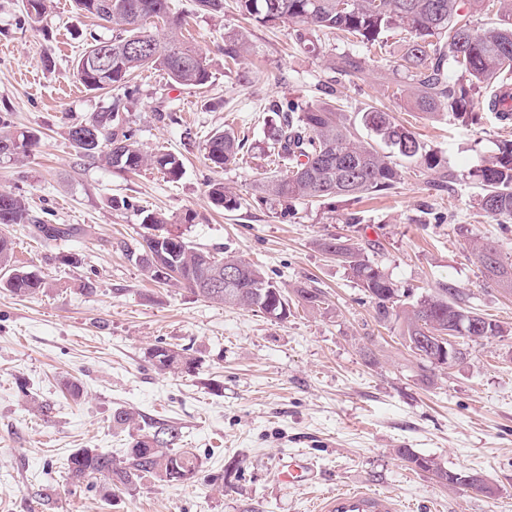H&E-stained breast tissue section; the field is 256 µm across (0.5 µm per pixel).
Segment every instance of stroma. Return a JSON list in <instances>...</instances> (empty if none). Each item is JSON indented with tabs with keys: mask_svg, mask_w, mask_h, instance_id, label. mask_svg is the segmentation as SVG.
<instances>
[{
	"mask_svg": "<svg viewBox=\"0 0 512 512\" xmlns=\"http://www.w3.org/2000/svg\"><path fill=\"white\" fill-rule=\"evenodd\" d=\"M170 4L212 59V81L177 86L162 71L144 70L129 119L145 151L181 159L184 175L174 183L152 168L131 174L79 157L67 139L71 125L112 102L111 92L86 91L71 70L91 36L111 37V29L73 0H53L39 23L28 21L23 0H0V117L41 135L28 156L0 158V190L23 198L46 223L88 230L46 242L22 225L0 224L16 265L49 283L29 298L0 288V512H46L35 491L48 474L58 483L53 512H313L323 492L360 485L391 492L404 512H512V290L486 279L472 252L487 245L511 263L512 223L478 209L471 176L512 140V123L488 112L484 91L473 96L479 119L467 128L448 112L432 119L412 110L392 70L399 33L358 79L328 68L333 56H368L339 33H318L308 53L294 46L291 24L248 23L235 0H224L216 16L195 0ZM235 30L247 33L250 52L228 69L221 49ZM329 84L351 122L376 106L439 151L443 188H432L435 172L406 163L395 189L359 202L298 200L286 220L255 202L267 170L259 147L270 105L321 103ZM227 126L252 150L242 163L209 168L206 143ZM357 133L372 138L359 125ZM213 180L240 197L238 210L209 202ZM115 197L130 208L113 209ZM147 209L165 213L193 245L238 255L286 290H322L326 308L298 307L276 322L148 280L127 252L146 233ZM331 235L358 243L414 294L440 281L457 285L467 308L498 321L506 335L470 347L463 362L432 370L433 384L422 383L398 325L378 323L362 288L319 249ZM68 251L82 254L80 268L58 262ZM87 282L93 295L79 292ZM155 345L187 349L201 360L197 373L156 370L148 359ZM69 380L80 383L79 399L63 395ZM35 399L53 405L51 417L32 411ZM120 406L183 426L198 475L173 485L143 481L111 505L94 480H68L66 459L77 449L120 457L129 440L112 426ZM402 448L451 472L479 473L494 492L444 485L400 457ZM291 460L310 464L306 484L280 479L279 467Z\"/></svg>",
	"mask_w": 512,
	"mask_h": 512,
	"instance_id": "1",
	"label": "stroma"
}]
</instances>
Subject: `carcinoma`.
Segmentation results:
<instances>
[{
	"mask_svg": "<svg viewBox=\"0 0 512 512\" xmlns=\"http://www.w3.org/2000/svg\"><path fill=\"white\" fill-rule=\"evenodd\" d=\"M51 0H25L28 20L39 23L48 13ZM485 0H236L245 18L262 26L279 23L294 25L292 38L299 47L316 50L313 37L320 31L337 30L367 48L385 45L392 29L405 33L395 70L402 72L410 91L413 108L429 118L450 112L460 125L471 118L472 93L491 92L488 110L501 122L512 120V108L503 99L512 98V88L504 76L512 74V0H496L499 9L488 18L485 27H472L471 14L463 5L478 10ZM77 9L115 30L109 38L94 37L77 58L73 75L89 91L123 89L125 97L80 124L68 129V140L76 154L92 158L108 167L137 172L152 166L169 180L183 175V165L173 153L159 149L148 153L141 149L128 119L130 83L136 73L161 68L178 85L199 87L212 79V60L186 41L182 35L183 18L172 13L169 0H74ZM247 49V36L233 32L224 37V61L236 62ZM329 69L348 74L365 69L364 62L350 56L330 60ZM275 115L266 132L264 155L269 176L260 181L255 192L259 200L280 208L286 219L290 203L297 199L327 200L343 198L359 201L374 193L393 188L401 179L396 159L437 171L442 159L426 148L417 134L397 121L393 113L374 106L361 115V123L390 148L385 153L361 140L355 128L332 102L301 104L275 102ZM39 141L31 130L18 131L0 119V143L15 147L13 155H27ZM245 156V144L231 129L215 132L208 140L206 160L215 168H227ZM482 187L478 206L500 222L512 221V142L504 144L488 163L471 173ZM212 205L228 211L241 206L240 198L224 190V183L208 184ZM0 224H21L30 235L46 241H69L82 233L73 224H46L26 208L12 193L0 191ZM142 224L154 230L136 247L123 244L129 255L151 280L166 284L176 281L193 294L214 303L259 312L284 322L291 314L292 301L311 309L325 304L324 293L317 288L299 287L288 297L273 278L259 267L231 254L221 255L197 248L182 236L165 230L169 218L148 212ZM324 253H331L353 280L367 293L376 319L401 324L404 346L423 368L432 362L421 354L419 337L430 332L448 334V323L456 318L455 309L464 303V292L445 281L433 291L408 305L405 292L380 264L365 257L362 249L348 238L329 236L317 242ZM487 246H477V260L487 277L502 288H512V264L501 258L485 262ZM12 242L0 236V288L17 296H33L46 287L44 278L11 265ZM237 274L231 286L212 287L214 274ZM480 329L468 339L479 344L509 331L498 322L477 317ZM152 365L160 371L193 373L198 360L185 350L155 345L149 349ZM113 427L136 429L129 434L127 448L120 459L97 448H79L67 463L68 479L100 480L99 492L110 502L136 488L142 480L178 483L194 479L199 472L197 456L184 447L183 427L175 422H136V412L117 407L112 411ZM397 453L415 468L432 473L440 482L453 485L452 473L434 459L420 456L408 448Z\"/></svg>",
	"mask_w": 512,
	"mask_h": 512,
	"instance_id": "obj_1",
	"label": "carcinoma"
}]
</instances>
